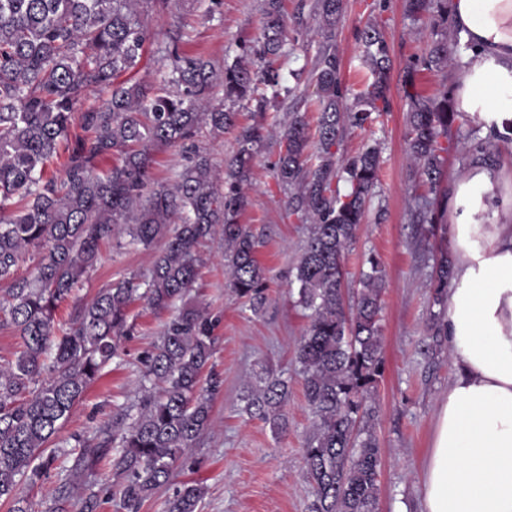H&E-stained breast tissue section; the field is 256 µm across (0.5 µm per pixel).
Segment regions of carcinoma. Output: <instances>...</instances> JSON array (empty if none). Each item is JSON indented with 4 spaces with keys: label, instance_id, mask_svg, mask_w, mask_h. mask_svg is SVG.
Segmentation results:
<instances>
[{
    "label": "carcinoma",
    "instance_id": "cac0c4a2",
    "mask_svg": "<svg viewBox=\"0 0 512 512\" xmlns=\"http://www.w3.org/2000/svg\"><path fill=\"white\" fill-rule=\"evenodd\" d=\"M170 0H0V280H11L6 310L22 350L0 364V501L9 512H32L21 482L34 485L57 461L44 455L74 406L119 356L118 342L133 334L132 305L155 310L182 302L143 360L137 414L130 424L112 423L97 433L96 446L77 455L83 474L103 458L121 479L124 512H140L170 484L212 424V401L224 380L207 367L214 354L206 309L184 299L194 288L203 259L197 246L216 228L224 235V267L232 292L252 312L266 304L267 277L257 259L260 241L240 223L248 204L243 186L264 139L263 127L238 126L236 108L296 95L299 85L271 60L294 50L289 32L317 39L307 72L318 112L315 134L294 110L280 126L274 163L277 184L288 192L291 214L308 236L294 266L297 304L308 324L294 351L311 415L302 452L312 483L308 512H378L382 449L374 431L373 394L383 374L382 296L386 272L371 255L357 288L349 291L345 259L357 242L375 195L383 162L379 142L358 152L341 151L349 129L364 130L373 114L389 110L392 61L381 30L359 31L362 61L370 78L350 94L336 50L343 0H316L314 25L305 4L288 15L283 0H263L262 27L241 53L225 56L224 73L174 40L165 85L121 79L140 57L150 33L142 21L163 13ZM405 12L447 21L448 0H405ZM457 40L434 43L426 65L442 71L454 61ZM222 86L224 96L214 98ZM91 93L101 107L81 109ZM405 141L409 160L429 193L437 195L454 113L448 98L407 92ZM213 138L236 133L237 151L217 170L207 152L172 183L148 188L152 153L185 144L202 130ZM116 157L101 170L98 160ZM180 224L154 256L149 275L100 289L77 305L71 322L57 320L61 305L94 269L99 249L114 237L150 249L174 219ZM39 259L32 276L17 278L26 251ZM451 275L441 257L431 278L433 303L445 306ZM427 349L447 342L435 323ZM245 412L283 434L288 420V380L273 371L246 387ZM204 490L184 482L166 500L165 512H199Z\"/></svg>",
    "mask_w": 512,
    "mask_h": 512
}]
</instances>
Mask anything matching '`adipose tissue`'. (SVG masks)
<instances>
[{
    "label": "adipose tissue",
    "instance_id": "obj_1",
    "mask_svg": "<svg viewBox=\"0 0 512 512\" xmlns=\"http://www.w3.org/2000/svg\"><path fill=\"white\" fill-rule=\"evenodd\" d=\"M448 11L455 107L505 152L469 154L448 185L444 326L456 371L435 411L422 512H512V0H448Z\"/></svg>",
    "mask_w": 512,
    "mask_h": 512
}]
</instances>
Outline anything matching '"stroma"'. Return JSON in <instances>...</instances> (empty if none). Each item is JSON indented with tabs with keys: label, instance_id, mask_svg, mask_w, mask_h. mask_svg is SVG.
Instances as JSON below:
<instances>
[{
	"label": "stroma",
	"instance_id": "1",
	"mask_svg": "<svg viewBox=\"0 0 512 512\" xmlns=\"http://www.w3.org/2000/svg\"><path fill=\"white\" fill-rule=\"evenodd\" d=\"M345 12L337 31L336 47L343 62V79L351 91H359L366 75L358 33L368 21H376L391 45L392 77L390 109L370 130L348 131L346 153H356L369 139L383 147L377 195L367 213L360 238L346 258L350 282H357L368 255H375L387 274L381 314L384 371L376 390L378 417L375 433L382 448L378 512H420L423 465L430 448L434 410L445 394L455 366L449 349L437 354L422 351L421 342L435 310L429 287L437 259L449 252L448 216L439 204H431L429 216L437 226L432 249L419 241L412 212L425 186L411 165L404 141L407 99L403 77L415 75L414 89L431 97L454 95L452 70H429L424 61L429 48L440 39V29L428 20L414 21L404 11V0H344ZM204 0H172L166 12L149 13L151 38L133 79L161 84L167 71L163 58L172 35H180L182 48L208 58L223 70L225 55L240 51L261 24V0H222L219 12L206 16ZM315 121L312 98H284L266 111L241 110L243 126L261 124L264 140L247 190L248 206L241 217L263 244L258 258L267 269L268 300L253 313L227 285L224 242L221 235L199 247L206 264L193 289V299L205 304L218 322L213 331L215 354L211 363L224 379L213 399L212 427L193 451L191 466L177 469L174 482L192 480L203 487L201 512H306L311 486L302 457V444L310 414L302 386L295 374L294 350L306 324L297 306L295 266L307 236V227L288 212V195L278 187L271 166L280 144L276 133L292 109ZM153 251L134 245H106L90 278L79 293L89 301L110 283L147 274ZM170 311L134 306L133 335L121 341V356L110 362L87 390L51 443L60 452L59 462L69 467L76 439L93 440L99 427L120 418L139 397L140 359L160 336ZM284 373L289 398L284 408L288 433L275 437L268 425L251 418L242 396L248 382L265 370Z\"/></svg>",
	"mask_w": 512,
	"mask_h": 512
}]
</instances>
